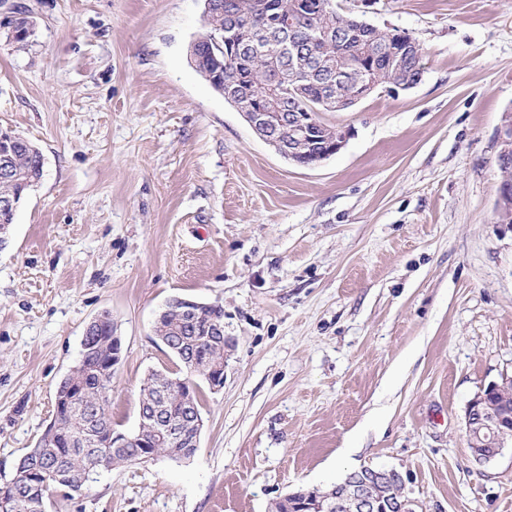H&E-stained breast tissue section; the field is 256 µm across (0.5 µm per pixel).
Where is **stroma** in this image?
<instances>
[{
	"label": "stroma",
	"instance_id": "1",
	"mask_svg": "<svg viewBox=\"0 0 512 512\" xmlns=\"http://www.w3.org/2000/svg\"><path fill=\"white\" fill-rule=\"evenodd\" d=\"M36 22L0 42V127L44 175L0 249V482L51 420L89 322L122 357L112 423L171 366V297L224 309V383L202 388L188 460L95 476L46 512H270L363 466L400 470L422 512H512V445L474 465L464 417L512 376V231L496 132L512 110V0H376L425 72L323 122L344 147L288 163L197 74L202 0H0Z\"/></svg>",
	"mask_w": 512,
	"mask_h": 512
}]
</instances>
